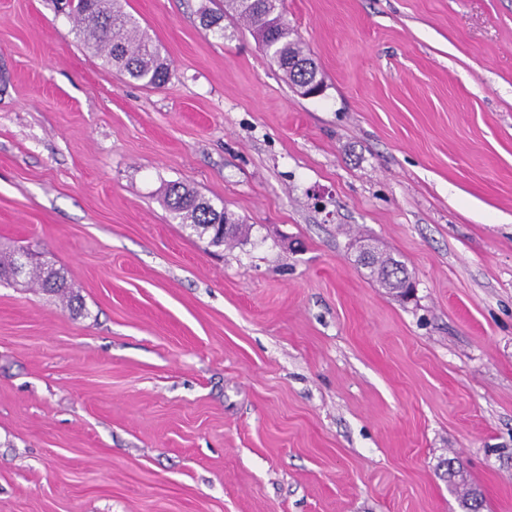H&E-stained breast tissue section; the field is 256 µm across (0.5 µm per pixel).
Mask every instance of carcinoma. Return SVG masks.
I'll return each mask as SVG.
<instances>
[{
    "label": "carcinoma",
    "mask_w": 512,
    "mask_h": 512,
    "mask_svg": "<svg viewBox=\"0 0 512 512\" xmlns=\"http://www.w3.org/2000/svg\"><path fill=\"white\" fill-rule=\"evenodd\" d=\"M284 0H225V9L241 18L266 49L271 60L295 85L306 79L323 84L315 61L308 56L300 41L283 21ZM69 14L77 23V35L98 52L104 53L107 63L127 72L145 86L160 87L170 78V68L152 37L139 22L119 6V0H77ZM200 23L207 28L223 30L224 13L204 8ZM163 202L173 219L198 237L209 236V244L222 246L242 233L243 224L229 216L227 231L215 228L224 223V210L215 208L208 200L185 184L174 183L163 192ZM16 251L0 249V281L17 286L34 284L58 298L63 307L74 311L81 308V298L74 294L64 272L44 263L29 266L25 275L16 280ZM369 276L382 287L402 292L407 269L393 258L369 249L364 258Z\"/></svg>",
    "instance_id": "1"
}]
</instances>
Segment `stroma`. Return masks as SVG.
Returning a JSON list of instances; mask_svg holds the SVG:
<instances>
[{"label": "stroma", "mask_w": 512, "mask_h": 512, "mask_svg": "<svg viewBox=\"0 0 512 512\" xmlns=\"http://www.w3.org/2000/svg\"><path fill=\"white\" fill-rule=\"evenodd\" d=\"M284 5L318 97L224 0H125L160 87L0 0V243L83 302L0 284V512H512V0ZM163 202L173 219L178 220V224L190 229L200 238L208 235L209 244L213 246L227 244L242 233L243 224L232 213H229L232 224L225 233L216 227L208 228L206 224H225L226 208L218 210L185 184L174 183L167 186L163 192ZM367 249L369 254L364 258L363 266L368 269L370 278L383 288L405 294L402 288L405 283L404 279L409 276L407 269L390 256L378 252L374 248Z\"/></svg>", "instance_id": "1"}]
</instances>
